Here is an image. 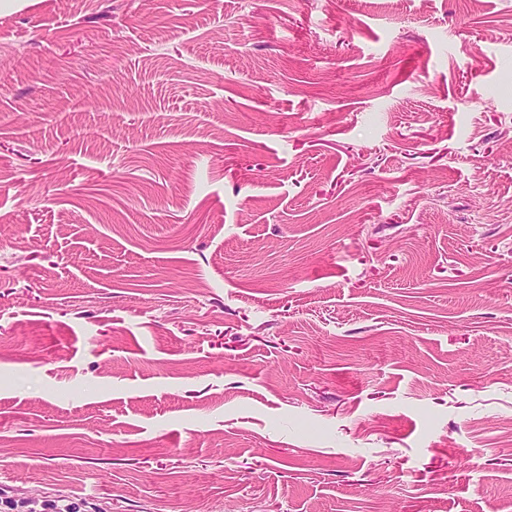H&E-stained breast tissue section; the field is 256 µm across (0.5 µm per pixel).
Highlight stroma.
Segmentation results:
<instances>
[{"label":"stroma","instance_id":"stroma-1","mask_svg":"<svg viewBox=\"0 0 512 512\" xmlns=\"http://www.w3.org/2000/svg\"><path fill=\"white\" fill-rule=\"evenodd\" d=\"M512 512V0L0 11V510Z\"/></svg>","mask_w":512,"mask_h":512}]
</instances>
